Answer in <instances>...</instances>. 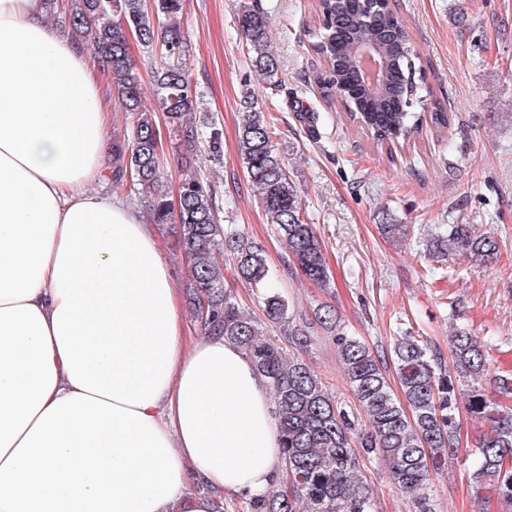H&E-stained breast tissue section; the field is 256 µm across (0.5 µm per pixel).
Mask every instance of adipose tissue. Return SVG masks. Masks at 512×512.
<instances>
[{"mask_svg":"<svg viewBox=\"0 0 512 512\" xmlns=\"http://www.w3.org/2000/svg\"><path fill=\"white\" fill-rule=\"evenodd\" d=\"M45 11L0 0V512H220L277 483L268 380L185 335L152 228L88 190L108 110Z\"/></svg>","mask_w":512,"mask_h":512,"instance_id":"1","label":"adipose tissue"}]
</instances>
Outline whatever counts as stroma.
<instances>
[{"label": "stroma", "instance_id": "35a3bbf8", "mask_svg": "<svg viewBox=\"0 0 512 512\" xmlns=\"http://www.w3.org/2000/svg\"><path fill=\"white\" fill-rule=\"evenodd\" d=\"M259 2L280 61L274 95L251 65L236 0H187L181 27L194 106L216 121L224 152L217 159L202 152L183 164L178 137L163 128L168 187L190 172L215 185L220 224L263 246L277 289L309 329L304 360L348 412L360 408L332 334L315 319L324 305L380 356L409 331L445 359L449 336L466 328L485 344L491 379L512 376V0H392L424 69L426 99L443 106L450 120L442 131L425 128L415 145L394 155L319 90L314 77L327 64L311 48L319 28L315 0ZM248 89L266 94L265 110L279 117L277 149L324 240L327 286L290 270L288 247L268 224L238 160L239 104ZM301 107L318 113L315 135L300 126ZM382 211L408 226L405 239L381 234ZM443 224H469L494 237L497 257L460 259L430 274L425 244ZM156 233L177 287L189 291L191 262L178 247L177 225L157 226ZM470 470L452 460L433 473L427 495L434 512H478ZM361 473L375 512H417L383 460L364 462Z\"/></svg>", "mask_w": 512, "mask_h": 512}]
</instances>
